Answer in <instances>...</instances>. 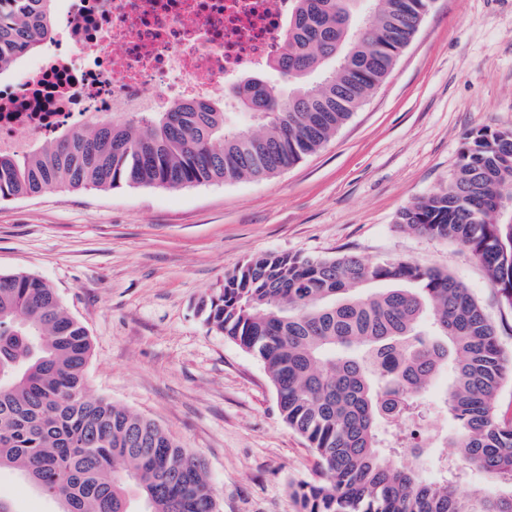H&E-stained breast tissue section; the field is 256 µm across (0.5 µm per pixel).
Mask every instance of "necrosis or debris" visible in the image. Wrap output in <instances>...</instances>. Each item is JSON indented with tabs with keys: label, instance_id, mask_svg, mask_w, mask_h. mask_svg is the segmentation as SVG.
Returning <instances> with one entry per match:
<instances>
[{
	"label": "necrosis or debris",
	"instance_id": "obj_1",
	"mask_svg": "<svg viewBox=\"0 0 512 512\" xmlns=\"http://www.w3.org/2000/svg\"><path fill=\"white\" fill-rule=\"evenodd\" d=\"M292 2L64 0L61 33L18 80L0 82V151L112 112L211 99L279 52Z\"/></svg>",
	"mask_w": 512,
	"mask_h": 512
}]
</instances>
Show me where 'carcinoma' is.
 I'll use <instances>...</instances> for the list:
<instances>
[{"mask_svg":"<svg viewBox=\"0 0 512 512\" xmlns=\"http://www.w3.org/2000/svg\"><path fill=\"white\" fill-rule=\"evenodd\" d=\"M55 0H0V76L52 36ZM428 0H295L277 79L243 75L224 104L178 102L65 131L25 153L0 152V199L55 188L181 189L275 175L327 143L390 74ZM254 128L227 122L225 108ZM512 132L467 138L444 191L406 207L402 223L465 247L512 310ZM206 323L258 357L283 422L309 443L322 480L294 491L302 512H512V381L494 323L444 270L355 255L268 253L224 276ZM87 329L55 289L0 276V472L57 500L62 512H218L202 460L163 428L86 391ZM453 364L446 439L477 470L508 483L462 498L448 458L424 477L423 448H383L381 423L410 420Z\"/></svg>","mask_w":512,"mask_h":512,"instance_id":"obj_1","label":"carcinoma"}]
</instances>
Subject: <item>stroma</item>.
<instances>
[{
  "label": "stroma",
  "mask_w": 512,
  "mask_h": 512,
  "mask_svg": "<svg viewBox=\"0 0 512 512\" xmlns=\"http://www.w3.org/2000/svg\"><path fill=\"white\" fill-rule=\"evenodd\" d=\"M512 131V0H433L392 73L336 136L271 177L176 191L53 189L0 202V275L56 288L89 331L88 393L149 419L202 457L219 512H300L316 458L288 429L261 360L206 325L202 301L264 254H354L448 271L512 348V311L459 244L415 233L400 213L445 189L467 134ZM426 394L405 436L454 460L459 495L492 480L442 447L456 425ZM16 512L57 502L0 473Z\"/></svg>",
  "instance_id": "35a3bbf8"
}]
</instances>
